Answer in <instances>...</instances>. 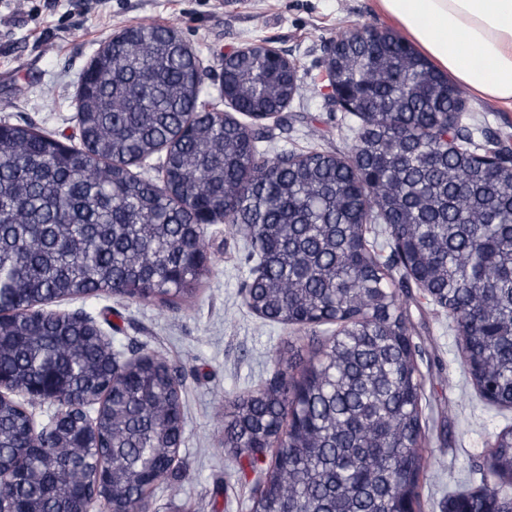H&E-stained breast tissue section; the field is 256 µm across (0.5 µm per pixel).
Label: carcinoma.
Segmentation results:
<instances>
[{"label":"carcinoma","instance_id":"obj_1","mask_svg":"<svg viewBox=\"0 0 512 512\" xmlns=\"http://www.w3.org/2000/svg\"><path fill=\"white\" fill-rule=\"evenodd\" d=\"M173 28L138 25L91 58L76 92L77 145L0 124V373L46 388L66 422L32 428L0 397V489L18 512H142L176 460L181 379L165 360L127 361L65 300L117 293L176 307L208 267L197 213L220 216L256 261L241 290L256 315L307 328L265 384L228 400L224 448L260 470L251 512H420L428 466L424 378L400 296L417 287L455 323L479 396L512 408V152L475 141L465 90L396 33L337 37L330 84L352 91L351 154L283 150L201 99L207 73ZM220 101L247 116L300 95L258 44L227 74ZM493 153L497 173L477 155ZM161 153L162 179L132 171ZM385 224L387 262L367 239ZM490 487L466 512H512V426L495 433Z\"/></svg>","mask_w":512,"mask_h":512}]
</instances>
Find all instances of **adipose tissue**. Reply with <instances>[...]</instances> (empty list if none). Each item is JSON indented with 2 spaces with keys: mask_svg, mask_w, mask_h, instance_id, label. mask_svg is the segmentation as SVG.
<instances>
[{
  "mask_svg": "<svg viewBox=\"0 0 512 512\" xmlns=\"http://www.w3.org/2000/svg\"><path fill=\"white\" fill-rule=\"evenodd\" d=\"M438 69L512 110V0H378Z\"/></svg>",
  "mask_w": 512,
  "mask_h": 512,
  "instance_id": "adipose-tissue-1",
  "label": "adipose tissue"
}]
</instances>
